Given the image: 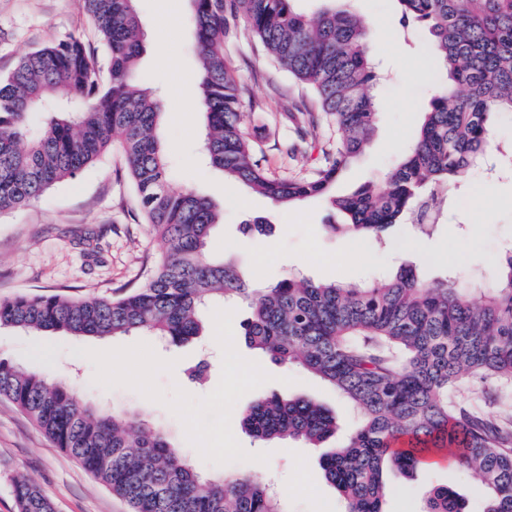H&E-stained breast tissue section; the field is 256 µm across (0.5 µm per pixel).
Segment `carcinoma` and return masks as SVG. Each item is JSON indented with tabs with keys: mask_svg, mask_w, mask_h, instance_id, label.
Segmentation results:
<instances>
[{
	"mask_svg": "<svg viewBox=\"0 0 512 512\" xmlns=\"http://www.w3.org/2000/svg\"><path fill=\"white\" fill-rule=\"evenodd\" d=\"M189 2L207 164L276 207L327 194L375 130L377 72L363 21L332 5L310 18L297 9L298 0ZM396 2L403 23L428 30L442 88L412 148L384 181L332 199L347 216L350 235L379 241L392 225L416 224L428 209L441 214L492 148L498 114L512 112V0ZM84 4L107 49V78L75 36L27 53L0 78V211L30 205L117 145L145 223L165 249L139 288L93 299L1 298L0 325L45 335L146 332L177 344L204 335L201 315L209 306L245 301L247 345L320 377L361 415L349 439L321 462L343 512H384L392 492L384 466L409 474L439 454L479 480L478 512H512V429L459 394L468 383L512 382V251L500 258L497 287L477 298L446 279L427 282L411 268L367 283L281 278L252 286L209 250L224 212L167 180L160 106L135 80L143 52L135 0ZM232 21L313 91L320 115L298 110L302 136L321 120L336 127V144L323 143L322 164L311 173L272 178L255 160V144L241 128L247 88L224 54ZM38 113L48 114L47 122L32 134L30 118ZM0 398L132 512H287L268 484L244 474L207 477L135 414L95 411L77 401L70 385L2 359ZM241 425L257 441L313 446L336 430L327 409L286 390L247 403ZM14 496L18 512H53L29 482H17ZM423 512L471 508L451 487L437 485Z\"/></svg>",
	"mask_w": 512,
	"mask_h": 512,
	"instance_id": "carcinoma-1",
	"label": "carcinoma"
}]
</instances>
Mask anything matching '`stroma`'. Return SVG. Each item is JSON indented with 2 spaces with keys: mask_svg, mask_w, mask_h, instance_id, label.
<instances>
[{
  "mask_svg": "<svg viewBox=\"0 0 512 512\" xmlns=\"http://www.w3.org/2000/svg\"><path fill=\"white\" fill-rule=\"evenodd\" d=\"M349 7L368 26L371 53L383 77L376 88L374 137L338 178L332 188L336 195L382 182L412 146L439 89L428 76L430 39L416 26H403L396 0H350ZM137 9L145 45L139 75L161 99L158 130L169 182L211 197L224 211L223 224L212 232V252L236 258L246 270H259L266 281L368 282L408 266L429 282L448 278L472 292L495 287L497 261L512 249V175L493 179L475 168L462 205L443 210L434 235L398 224L385 243L361 240L360 254L350 256L347 236L330 230L344 218L332 210L328 197L282 210L204 164L200 106L188 104L177 84L181 77L198 78L188 0H137ZM164 12L176 17L174 28L157 27ZM72 35L94 52L100 68H107L105 47L83 0H0V78L26 53ZM225 52L249 89L242 127L257 146L262 168L274 177L318 168L319 150L291 153L298 134L287 116L292 103L312 102V92L245 33L228 39ZM166 54L178 60L179 74L163 63ZM248 215L267 217L271 231L243 235L240 225ZM163 249L144 220L125 159L115 148L28 207L0 214V298L113 295L143 284ZM204 315L205 336L180 346L141 333L96 342L2 327L0 358L74 385L81 402L137 414L162 429L205 475L245 473L278 490L288 512H335L340 496L324 479L320 461L356 429L358 411L308 371L283 367L249 348L242 336L246 304H219ZM95 342L109 350L110 361L87 355ZM202 360L208 363L204 377L192 378L191 368ZM284 390L329 409L336 418L335 436L315 448L299 441L262 444L246 434L240 426L242 408L258 395ZM21 480L38 486L54 512H130L124 499L56 448L14 405L0 400V512H17L13 488ZM398 483L384 512H421L427 491L438 484L479 496L478 481L452 463L417 470Z\"/></svg>",
  "mask_w": 512,
  "mask_h": 512,
  "instance_id": "1",
  "label": "stroma"
}]
</instances>
